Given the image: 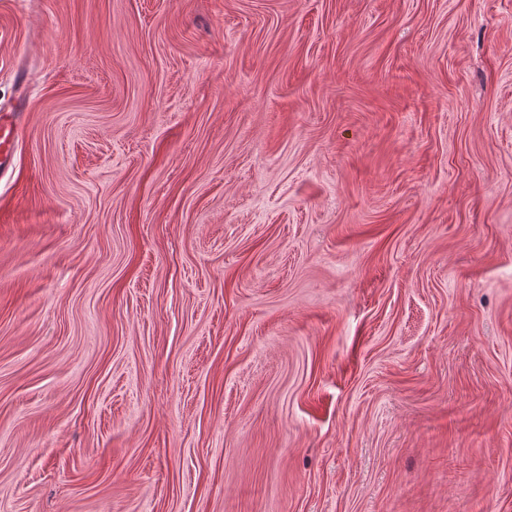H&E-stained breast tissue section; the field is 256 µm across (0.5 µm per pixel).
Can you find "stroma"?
Segmentation results:
<instances>
[{
    "instance_id": "1",
    "label": "stroma",
    "mask_w": 512,
    "mask_h": 512,
    "mask_svg": "<svg viewBox=\"0 0 512 512\" xmlns=\"http://www.w3.org/2000/svg\"><path fill=\"white\" fill-rule=\"evenodd\" d=\"M20 97L0 512H512V0H0Z\"/></svg>"
}]
</instances>
